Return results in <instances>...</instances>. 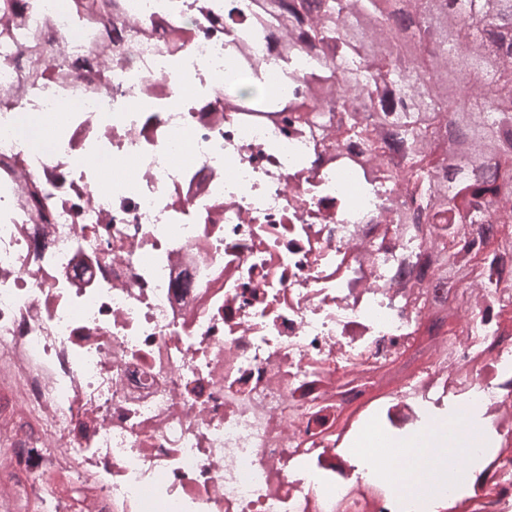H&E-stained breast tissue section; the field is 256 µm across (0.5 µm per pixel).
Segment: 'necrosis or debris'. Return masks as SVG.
<instances>
[{"instance_id":"1","label":"necrosis or debris","mask_w":512,"mask_h":512,"mask_svg":"<svg viewBox=\"0 0 512 512\" xmlns=\"http://www.w3.org/2000/svg\"><path fill=\"white\" fill-rule=\"evenodd\" d=\"M148 31L69 84L18 80L0 52V353L8 385L41 427L8 467L42 492L48 471L92 478L85 512H418L431 500L499 495L512 512V338L484 321L483 281L452 337L453 365L426 363L364 402L354 450L336 438L351 373L402 361L427 309L402 271L424 240L394 215L402 181L357 167L336 125L244 111L227 67L317 97L312 57L278 31L243 40L226 10L255 0H123ZM25 25L47 58L80 38L64 0ZM324 107L364 113L332 65ZM40 185L33 221L23 199ZM326 406L329 419L314 415ZM425 444L421 490L402 473Z\"/></svg>"}]
</instances>
